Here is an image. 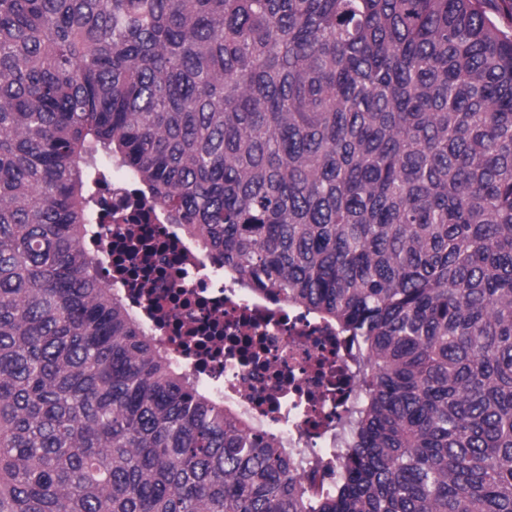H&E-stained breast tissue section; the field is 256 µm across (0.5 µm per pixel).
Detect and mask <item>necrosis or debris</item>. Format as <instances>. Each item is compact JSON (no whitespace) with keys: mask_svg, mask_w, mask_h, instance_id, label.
Segmentation results:
<instances>
[{"mask_svg":"<svg viewBox=\"0 0 512 512\" xmlns=\"http://www.w3.org/2000/svg\"><path fill=\"white\" fill-rule=\"evenodd\" d=\"M112 206L91 248L112 250L113 280L145 330L176 349L213 396L284 437L300 471L331 480L336 436L356 403L334 331L311 317L247 295L232 277L171 235L139 200L131 177L113 169L102 190Z\"/></svg>","mask_w":512,"mask_h":512,"instance_id":"necrosis-or-debris-1","label":"necrosis or debris"}]
</instances>
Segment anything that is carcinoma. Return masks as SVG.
Wrapping results in <instances>:
<instances>
[{
  "instance_id": "cac0c4a2",
  "label": "carcinoma",
  "mask_w": 512,
  "mask_h": 512,
  "mask_svg": "<svg viewBox=\"0 0 512 512\" xmlns=\"http://www.w3.org/2000/svg\"><path fill=\"white\" fill-rule=\"evenodd\" d=\"M114 162L353 343L324 488L84 247ZM0 512H512V0H0Z\"/></svg>"
}]
</instances>
